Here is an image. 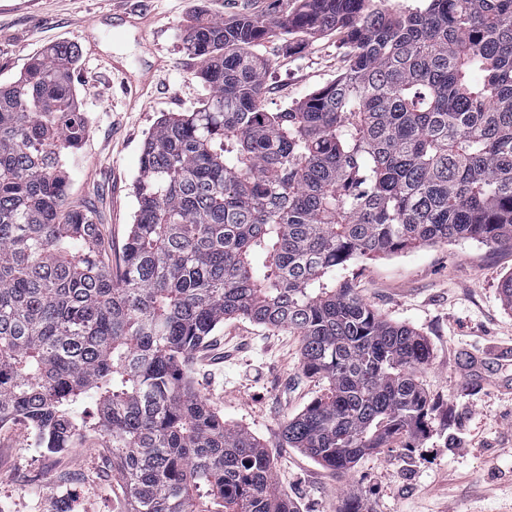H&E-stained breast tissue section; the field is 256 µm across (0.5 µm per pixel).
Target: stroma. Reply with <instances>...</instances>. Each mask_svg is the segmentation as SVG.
I'll return each mask as SVG.
<instances>
[{
	"label": "stroma",
	"instance_id": "obj_1",
	"mask_svg": "<svg viewBox=\"0 0 512 512\" xmlns=\"http://www.w3.org/2000/svg\"><path fill=\"white\" fill-rule=\"evenodd\" d=\"M271 0H0V84L19 77L48 47L77 45L73 74L89 135L70 162L68 200L90 206L120 266L134 222V185L143 144L163 114L192 112L208 95L199 58L182 36L197 14L232 21L265 14ZM267 60V110L280 112L334 80L343 65L342 36L284 37L259 48ZM363 300L406 324L430 344L420 375L424 390L452 406V436L432 432L418 447L393 445L362 458L345 476L294 448L279 447L289 418L322 391L302 369L299 337L246 319L219 325L194 359L192 378L224 415L267 446L278 488L299 512H337L348 495L366 512H512V361L497 366L506 391L466 380L462 351L512 344V311L501 280L512 275V250L474 240L421 245L348 270ZM121 475L104 439L73 448L36 447L22 420L0 429V512H117Z\"/></svg>",
	"mask_w": 512,
	"mask_h": 512
}]
</instances>
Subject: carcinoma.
<instances>
[{"label": "carcinoma", "instance_id": "1", "mask_svg": "<svg viewBox=\"0 0 512 512\" xmlns=\"http://www.w3.org/2000/svg\"><path fill=\"white\" fill-rule=\"evenodd\" d=\"M372 3L193 20L184 46L209 96L146 139L117 274L95 213L66 198L89 130L77 48L0 86V424L26 420L51 452L103 436L124 512H297L264 444L191 380L229 318L301 337L325 389L281 443L337 476L451 430L418 379L427 340L340 272L427 243L512 250V0ZM330 31L344 37L336 79L263 108L255 47Z\"/></svg>", "mask_w": 512, "mask_h": 512}]
</instances>
